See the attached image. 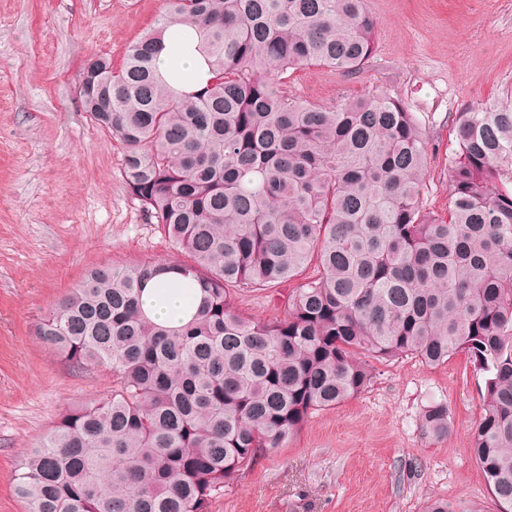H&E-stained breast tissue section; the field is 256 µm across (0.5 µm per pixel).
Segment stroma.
<instances>
[{
    "mask_svg": "<svg viewBox=\"0 0 512 512\" xmlns=\"http://www.w3.org/2000/svg\"><path fill=\"white\" fill-rule=\"evenodd\" d=\"M377 50L359 74L287 73L283 87L335 105L385 93L419 120L430 165L424 199L448 206L452 120L512 84V0H368ZM163 0H0V512H26L20 460L60 413L101 398L112 371L73 370L34 334L36 324L99 265L177 261L156 218L129 192L124 150L84 112L83 68L120 66ZM297 281L240 293L237 311L271 318ZM357 397L312 414L262 455L208 512H497L470 453L485 377L467 354L427 367L406 355L374 365ZM448 407V434L428 435L427 406Z\"/></svg>",
    "mask_w": 512,
    "mask_h": 512,
    "instance_id": "1",
    "label": "stroma"
}]
</instances>
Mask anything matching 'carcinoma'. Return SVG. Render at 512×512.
<instances>
[{"instance_id":"cac0c4a2","label":"carcinoma","mask_w":512,"mask_h":512,"mask_svg":"<svg viewBox=\"0 0 512 512\" xmlns=\"http://www.w3.org/2000/svg\"><path fill=\"white\" fill-rule=\"evenodd\" d=\"M119 70L84 69V111L124 149L127 187L190 261L95 267L36 325L65 361L112 369V393L65 410L21 461L27 512H208L258 456L373 379L467 353L487 375L471 452L512 512V88L455 113L448 214L426 209L429 150L387 94L294 99L271 73L349 77L376 51L366 0H164ZM189 43L209 69L179 70ZM171 46L170 77L157 67ZM316 275L269 320L234 295ZM192 310L151 319L172 286ZM423 428L448 435V407ZM143 308L156 322L164 325H180L187 320L184 297L178 293H172L164 299H159L152 294L151 289H146L143 295Z\"/></svg>"}]
</instances>
